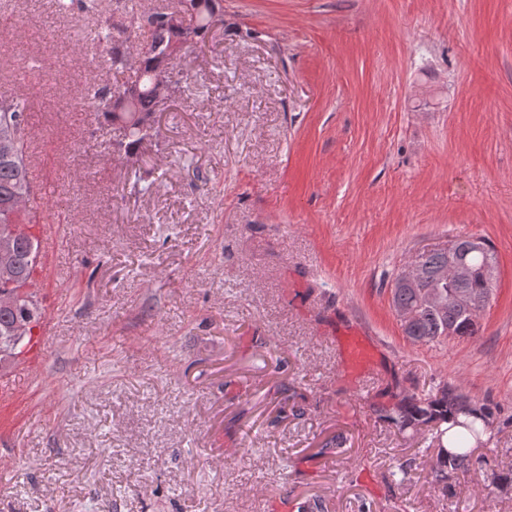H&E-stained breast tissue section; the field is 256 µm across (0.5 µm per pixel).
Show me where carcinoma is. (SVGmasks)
Listing matches in <instances>:
<instances>
[{"instance_id": "carcinoma-1", "label": "carcinoma", "mask_w": 512, "mask_h": 512, "mask_svg": "<svg viewBox=\"0 0 512 512\" xmlns=\"http://www.w3.org/2000/svg\"><path fill=\"white\" fill-rule=\"evenodd\" d=\"M178 13L186 23L176 26L171 23L173 12L159 8L152 13L134 10L123 4V14L131 27H140V20L149 24L150 47L145 50L132 75L117 80L109 86L95 90L90 97V108L101 113L108 122L116 126L122 136L125 153L134 157L153 130L158 114V97L153 80L168 75V65L185 50L205 41L212 26L220 20L221 0H175ZM104 28L98 38L104 44L102 52L114 74L127 71L124 65L125 47L114 40L110 19L103 21ZM9 120L16 124L18 144L16 156L0 159V212L8 210L19 190L30 185L26 163L27 120L23 107L14 101L0 97V123ZM36 240L34 234L15 244L13 261L0 262V294L20 290L22 283L32 280L39 265L38 258H31L29 241ZM456 256L468 262L474 275L464 285L442 279V271L448 266V252L422 249L418 259L424 274L422 288L439 293L441 302L434 307L420 304L421 288L390 289L394 308L407 309L412 319L402 325L405 336L412 341L430 344L440 343L450 337L474 336L479 325L468 308L460 305L454 295L461 292L478 308L489 301L496 278L486 276V268L496 262L493 248L488 240H481L476 247L469 239L457 240ZM22 305L28 308L30 327L26 336H32L34 328L43 323V313L35 300L25 299ZM15 314L0 309V359L7 354L13 356L22 348L24 338H12L8 327ZM495 411L485 401L466 395L456 388L444 385L436 392L407 396L389 409H380V417L400 433L424 430L430 435L436 454L429 463L432 482L448 488L453 474L467 472L482 464L474 454L494 437L495 428L490 418Z\"/></svg>"}]
</instances>
